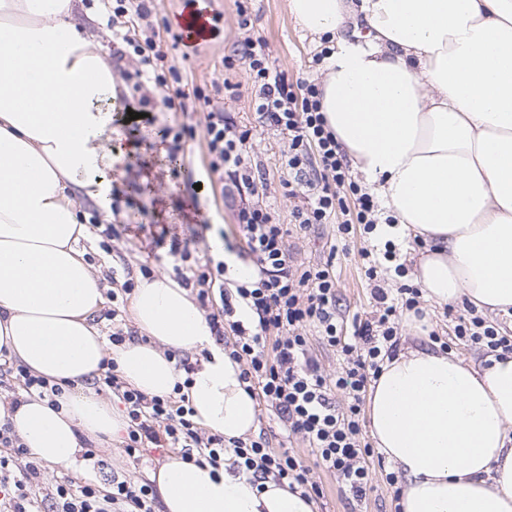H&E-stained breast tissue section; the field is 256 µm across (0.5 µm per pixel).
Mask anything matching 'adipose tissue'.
<instances>
[{"instance_id": "ef3b65f1", "label": "adipose tissue", "mask_w": 512, "mask_h": 512, "mask_svg": "<svg viewBox=\"0 0 512 512\" xmlns=\"http://www.w3.org/2000/svg\"><path fill=\"white\" fill-rule=\"evenodd\" d=\"M73 0H0V348L50 383L59 408L26 396L10 421L36 458L85 473L83 440L127 421L85 388L103 359L130 387L170 395L169 352H203L186 391L195 421L225 442L258 423L242 367L217 344L187 288L140 279L141 338L109 346L93 321L105 287L78 247V199L112 219V61L72 21ZM331 41L321 107L354 169L426 247L414 281L441 305L512 317V0H288ZM376 448L402 478L400 512H512V354L467 363L406 347L366 401ZM147 476L162 512H317L314 500L231 466L169 455Z\"/></svg>"}]
</instances>
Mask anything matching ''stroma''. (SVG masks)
Wrapping results in <instances>:
<instances>
[{"mask_svg":"<svg viewBox=\"0 0 512 512\" xmlns=\"http://www.w3.org/2000/svg\"><path fill=\"white\" fill-rule=\"evenodd\" d=\"M200 8L220 14L221 20L205 41L196 46L174 45L178 17L189 11L186 0H154L153 21L159 32L160 46L167 64L180 72L183 80L213 94L214 83L230 80L240 86L241 95L225 99L224 109L231 112L239 124L252 130L251 151L270 175L276 190L268 202L274 208L280 223L291 221L295 199L284 196L278 183L287 173L279 165L284 138L277 132L258 125L250 106L252 81L244 68L226 72L221 60L231 54L244 35L265 38L271 47L275 64L289 79L299 77L321 79V66L313 65L318 52L317 43L293 22L287 0H247L251 19L249 32H242L237 24L235 0H198ZM109 13L100 0H75L73 21L84 33L93 37L97 48L116 57L120 40L112 35L108 24ZM126 98H118L112 114V125L121 136L113 140V148L122 149L126 166L122 175L114 179L115 193L120 208L114 223L115 235L103 239L89 235L80 247L93 270L104 282L118 279H139L141 266H149L153 274L173 275L175 261L167 247H156L155 240L162 231H169L186 241L197 257L212 254L215 244H238L235 213L238 198L222 190H211L205 184L206 144L201 134L204 110L153 112L149 116L130 120ZM191 126L196 130L187 140L183 155L172 156L165 128L180 130ZM208 222V230H201V222ZM383 247L385 240L378 235H355L342 239L336 226L323 224L309 233L292 236L288 243L297 261L316 263L333 259L340 307L346 318L370 312L373 301L363 271L358 265L357 251L363 243ZM258 427L263 430L274 450L294 452L304 465L314 468V476L321 482L323 498L318 501V512H397L394 488L385 479V472L377 462H370V486L363 502L353 501L336 479L316 468V458L310 448L298 438L286 437L278 419L268 410H260ZM101 456L107 459L114 472L132 480L144 478L147 469L159 466L165 459L162 450H147L142 464H133L125 455L121 443L99 444Z\"/></svg>","mask_w":512,"mask_h":512,"instance_id":"obj_1","label":"stroma"}]
</instances>
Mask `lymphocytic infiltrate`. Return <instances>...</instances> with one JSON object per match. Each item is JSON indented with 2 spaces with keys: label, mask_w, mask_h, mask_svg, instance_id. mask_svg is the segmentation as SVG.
<instances>
[{
  "label": "lymphocytic infiltrate",
  "mask_w": 512,
  "mask_h": 512,
  "mask_svg": "<svg viewBox=\"0 0 512 512\" xmlns=\"http://www.w3.org/2000/svg\"><path fill=\"white\" fill-rule=\"evenodd\" d=\"M153 0H115L113 17H129L131 28L120 39L135 62L124 72L130 86L133 110L146 112L152 99L148 84L171 87L164 106L173 112L186 109L187 99L203 102L207 109L202 133L208 151L209 183L223 184L237 195L236 213L245 254L255 270L252 281L236 286L225 279L223 260L191 258L188 247L172 239L168 252L189 265L182 284H194L216 342L232 359L242 363V380L249 393L270 407L289 435L302 438L315 454L318 466L334 476L355 500L365 498L370 482L368 461L375 451L363 437L361 405L371 381L378 377L384 359L398 352V317L401 312L422 316L420 288L385 286L379 271L383 262L397 257L392 242L383 255L363 247L358 258L372 285L376 302L366 317L354 318L350 335H343L337 308L336 276L332 261L298 263L287 239L291 230L311 231L339 217L338 231L350 236L355 228L372 233L383 218L371 194L353 178L349 162L320 110L318 84L306 78L289 81L272 59L268 42L244 37L232 55L222 60L226 70L242 66L254 83L252 109L259 124L284 135L287 143L281 164L288 171L280 186L296 198L292 225L279 223L265 200L271 182L249 154L251 131L225 113L223 103L213 102L200 87H186L176 68H165L166 55L150 34ZM354 206H347V197ZM248 308L253 326L237 319L238 308ZM454 339L478 345L487 352H512V335L484 318L467 313L455 318ZM334 348L341 359L336 374H326L313 356V341ZM96 392L116 394L128 421L124 450L139 461L147 446L178 451L182 460L198 465L224 466V438L208 433L193 420L194 411L183 395L158 397L128 387L114 360L106 359L90 380ZM0 389L11 395L17 408L26 394L61 395L59 385L49 384L28 367L12 360L0 362ZM348 400L339 409L335 393ZM233 466L251 473L254 481L267 478L301 488L319 499L320 484L300 458L276 451L266 435L233 441ZM41 464L15 434L10 420L0 419V512H155V491L149 481H131L119 475L97 481L70 477L56 481L51 490L40 486Z\"/></svg>",
  "instance_id": "lymphocytic-infiltrate-1"
}]
</instances>
